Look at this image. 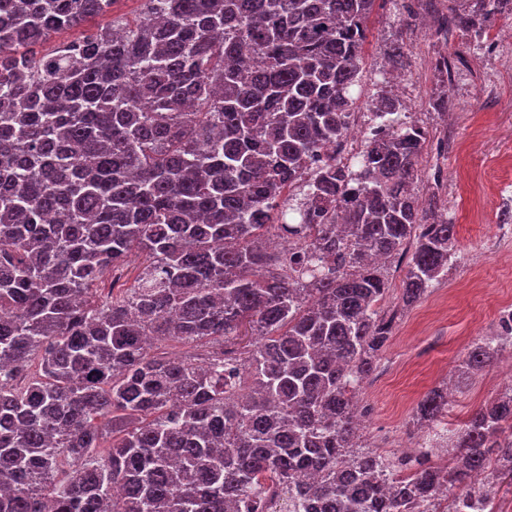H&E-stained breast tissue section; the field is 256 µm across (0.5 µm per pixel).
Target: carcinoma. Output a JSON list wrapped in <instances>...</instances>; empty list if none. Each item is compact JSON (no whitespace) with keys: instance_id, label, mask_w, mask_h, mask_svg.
<instances>
[{"instance_id":"carcinoma-1","label":"carcinoma","mask_w":512,"mask_h":512,"mask_svg":"<svg viewBox=\"0 0 512 512\" xmlns=\"http://www.w3.org/2000/svg\"><path fill=\"white\" fill-rule=\"evenodd\" d=\"M116 2L0 0V512H448L442 487L491 461L485 494L512 493V386L444 466L360 443L355 392L394 321L375 260L408 257L411 306L460 253L412 190L420 127L364 141L356 170L331 160L302 222L278 207L345 131L378 0H144L44 49ZM498 19L512 0L436 17L464 36ZM273 236L309 255L288 267ZM506 341L504 322L457 378ZM446 409L435 387L415 419Z\"/></svg>"}]
</instances>
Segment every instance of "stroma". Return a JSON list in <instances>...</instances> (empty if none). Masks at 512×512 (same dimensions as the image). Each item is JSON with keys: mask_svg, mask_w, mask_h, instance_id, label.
<instances>
[{"mask_svg": "<svg viewBox=\"0 0 512 512\" xmlns=\"http://www.w3.org/2000/svg\"><path fill=\"white\" fill-rule=\"evenodd\" d=\"M422 13L420 0H378L367 22L363 86L358 111L369 109L378 79L388 62L392 40L408 48L401 71L411 87V117L427 133L421 159L420 197L438 192L440 212L456 226L461 253L431 293L408 309L400 307V286L406 266L391 261L386 267L389 290L382 305L397 311L392 335L376 371L361 390L362 405L373 414L361 431V442L375 445L380 435L413 430L415 408L432 387L444 384L459 356L476 339L492 335L498 310L512 307V245L490 250L505 202L496 195L502 177L496 142L512 130V72L491 59L468 53L449 95L452 117L434 109L440 91L434 70L444 45L434 36L435 25L403 26L406 11ZM501 364H493L457 384L443 420L445 429L457 428L471 410L493 399L511 383Z\"/></svg>", "mask_w": 512, "mask_h": 512, "instance_id": "35a3bbf8", "label": "stroma"}]
</instances>
